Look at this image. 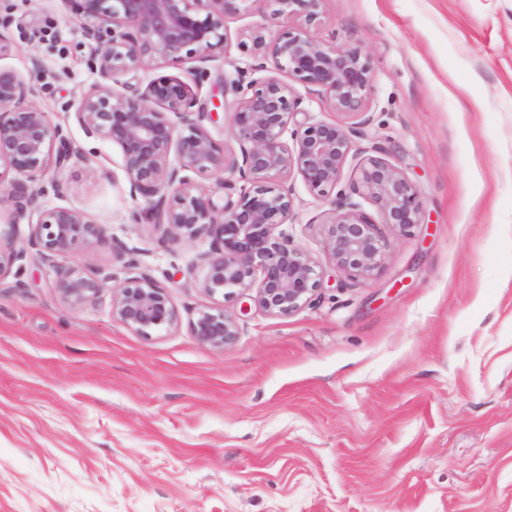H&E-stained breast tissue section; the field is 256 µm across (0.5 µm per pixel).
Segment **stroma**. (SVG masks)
<instances>
[{
  "mask_svg": "<svg viewBox=\"0 0 512 512\" xmlns=\"http://www.w3.org/2000/svg\"><path fill=\"white\" fill-rule=\"evenodd\" d=\"M287 24L254 0L226 18L224 55L124 80L189 83L237 151L223 82L272 76L242 44ZM311 34L369 54L368 135L425 219L386 230L382 271L352 279L323 248L331 201L290 176L288 231L324 286L287 317L225 303L239 334L215 351L190 330L213 303L210 238L170 242L120 148L75 119L101 77L68 0H0V70L34 80L84 151L30 187L105 230L55 266L112 276L80 307L32 255L0 282V512H512V0H325ZM140 275L180 317L148 338L112 318L113 286Z\"/></svg>",
  "mask_w": 512,
  "mask_h": 512,
  "instance_id": "stroma-1",
  "label": "stroma"
}]
</instances>
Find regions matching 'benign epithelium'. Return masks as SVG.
Listing matches in <instances>:
<instances>
[{"instance_id": "1", "label": "benign epithelium", "mask_w": 512, "mask_h": 512, "mask_svg": "<svg viewBox=\"0 0 512 512\" xmlns=\"http://www.w3.org/2000/svg\"><path fill=\"white\" fill-rule=\"evenodd\" d=\"M93 41V62L102 78L149 70L160 63L207 61L224 49L225 18L251 0H69ZM273 15L298 20L276 35H251L250 52L287 75L224 82L237 95L230 116L238 152L228 155L211 137L204 121L191 117L196 104L191 86L159 76L144 90L120 92L106 83L83 94L75 118L87 131L116 144L131 194L141 196L154 224L171 241L206 235L211 250L202 257L201 288L211 298L231 301L249 296L271 316H290L309 305L322 288L319 264L293 243L288 224L296 201L275 183L301 177L318 200L336 195L324 223V247L337 270L368 279L384 266L387 241L358 199L374 204L382 223L409 235L423 223L418 187L386 158L378 145L363 158L358 178L339 188L356 137L365 136L372 89L368 53L314 38L324 0H265ZM343 117L341 121H300L303 98L296 86ZM35 93L14 75L0 72V185L10 173L29 180L48 168L79 162L82 150L49 113L26 102ZM193 172L215 180L208 187L189 179ZM16 213L0 222V281L7 278L26 249L14 247L15 225L31 226L29 248L45 262L74 253L102 236L100 225L67 207L45 209L38 193L19 180L9 183ZM223 196H217L218 191ZM109 277L94 280L77 267L57 270L56 290L69 306L93 298ZM255 294L248 295L249 291ZM112 318L140 336L169 329L178 312L166 287L146 277H130L112 293ZM196 340L222 351L238 336L235 318L204 307L190 322Z\"/></svg>"}]
</instances>
